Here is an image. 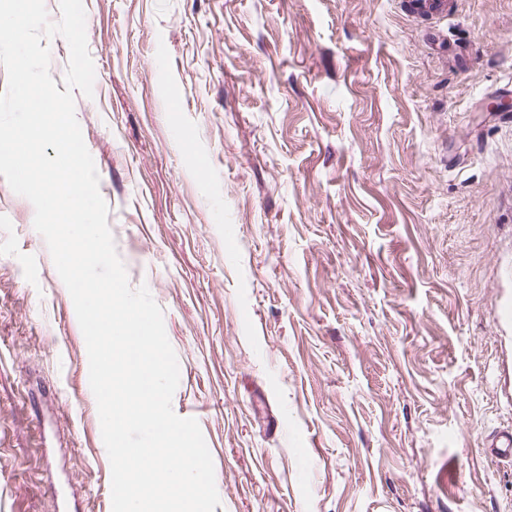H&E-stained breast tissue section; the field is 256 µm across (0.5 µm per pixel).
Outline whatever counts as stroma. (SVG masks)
Here are the masks:
<instances>
[{
    "label": "stroma",
    "instance_id": "1",
    "mask_svg": "<svg viewBox=\"0 0 512 512\" xmlns=\"http://www.w3.org/2000/svg\"><path fill=\"white\" fill-rule=\"evenodd\" d=\"M75 112L214 512H512V0H83ZM0 176V512H112L73 301ZM486 451L492 458L503 459L512 455V432L503 429L497 432L486 444Z\"/></svg>",
    "mask_w": 512,
    "mask_h": 512
}]
</instances>
